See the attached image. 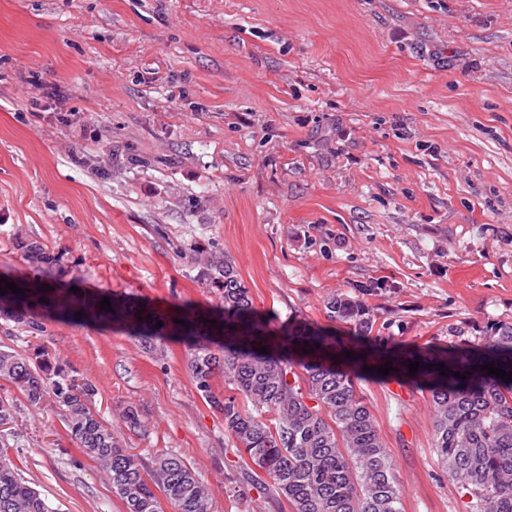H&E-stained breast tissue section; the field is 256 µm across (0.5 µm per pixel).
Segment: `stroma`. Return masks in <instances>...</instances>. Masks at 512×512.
<instances>
[{
  "mask_svg": "<svg viewBox=\"0 0 512 512\" xmlns=\"http://www.w3.org/2000/svg\"><path fill=\"white\" fill-rule=\"evenodd\" d=\"M28 240L51 278L159 310L215 304L206 248L277 323L364 288L377 345L477 341L512 320V0H0V267ZM0 345L92 382L124 446L148 469L179 453L211 512H290L185 347L3 319ZM361 391L404 512H470L427 393ZM19 422L8 453L55 512H125L53 398ZM25 256L29 264L38 273L50 270L57 262V256L48 246L37 241H28L22 243Z\"/></svg>",
  "mask_w": 512,
  "mask_h": 512,
  "instance_id": "stroma-1",
  "label": "stroma"
}]
</instances>
